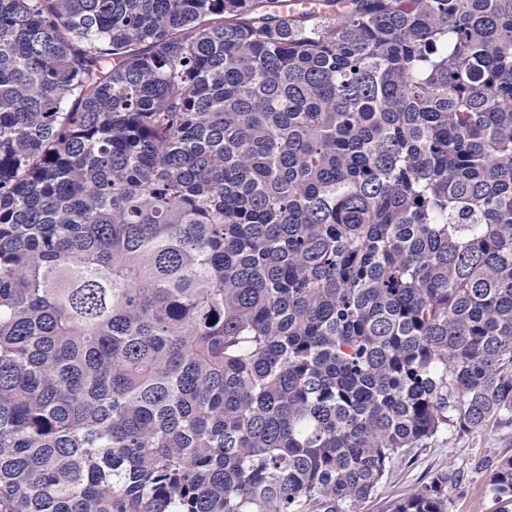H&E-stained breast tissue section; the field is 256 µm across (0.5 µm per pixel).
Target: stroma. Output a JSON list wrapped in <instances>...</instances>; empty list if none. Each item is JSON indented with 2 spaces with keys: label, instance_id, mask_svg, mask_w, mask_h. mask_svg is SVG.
Returning a JSON list of instances; mask_svg holds the SVG:
<instances>
[{
  "label": "stroma",
  "instance_id": "35a3bbf8",
  "mask_svg": "<svg viewBox=\"0 0 512 512\" xmlns=\"http://www.w3.org/2000/svg\"><path fill=\"white\" fill-rule=\"evenodd\" d=\"M512 455V425L489 424L479 432L448 427L423 448L394 460L374 496L357 512H395L398 504L431 477L448 473V512H495L488 492L490 465Z\"/></svg>",
  "mask_w": 512,
  "mask_h": 512
}]
</instances>
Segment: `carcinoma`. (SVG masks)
<instances>
[{"instance_id":"cac0c4a2","label":"carcinoma","mask_w":512,"mask_h":512,"mask_svg":"<svg viewBox=\"0 0 512 512\" xmlns=\"http://www.w3.org/2000/svg\"><path fill=\"white\" fill-rule=\"evenodd\" d=\"M275 2L0 0V512H355L512 425V0Z\"/></svg>"}]
</instances>
